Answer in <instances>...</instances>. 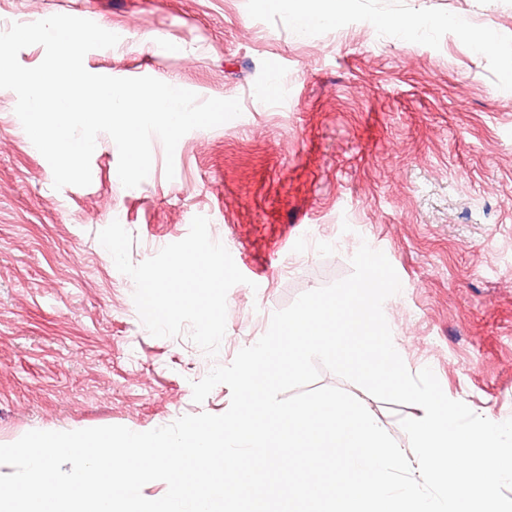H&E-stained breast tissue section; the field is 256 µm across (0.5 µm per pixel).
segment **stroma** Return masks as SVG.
<instances>
[{
    "mask_svg": "<svg viewBox=\"0 0 512 512\" xmlns=\"http://www.w3.org/2000/svg\"><path fill=\"white\" fill-rule=\"evenodd\" d=\"M55 14L119 35L89 51L99 75L151 76L242 114L178 143L175 176L153 140L137 187L105 134L92 181L54 189L52 170L0 90V444L31 430L149 431L225 413L227 385L191 384L267 331L301 293L347 276L360 243L382 251L400 293L384 304L411 372L450 399L512 418V0H349L335 24L298 32L263 0H0V32ZM495 34L493 50L468 34ZM122 211L133 263L182 240L194 216L231 239L260 286L232 287L216 357L152 336L97 234ZM401 448V418L329 371Z\"/></svg>",
    "mask_w": 512,
    "mask_h": 512,
    "instance_id": "stroma-1",
    "label": "stroma"
}]
</instances>
